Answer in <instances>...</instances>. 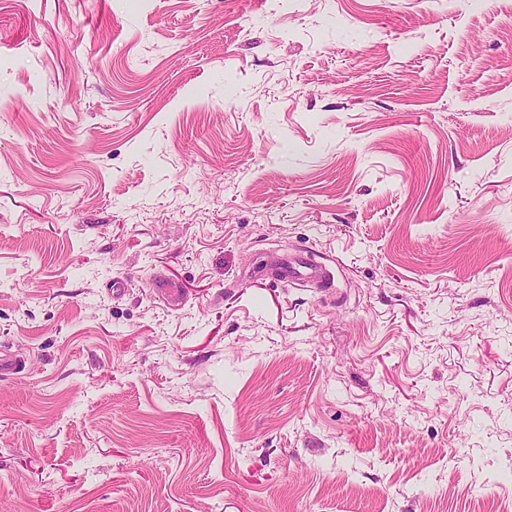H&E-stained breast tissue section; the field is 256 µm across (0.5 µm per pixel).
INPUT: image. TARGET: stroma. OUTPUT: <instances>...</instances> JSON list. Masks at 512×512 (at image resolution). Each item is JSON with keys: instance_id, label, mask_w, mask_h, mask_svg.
<instances>
[{"instance_id": "1", "label": "stroma", "mask_w": 512, "mask_h": 512, "mask_svg": "<svg viewBox=\"0 0 512 512\" xmlns=\"http://www.w3.org/2000/svg\"><path fill=\"white\" fill-rule=\"evenodd\" d=\"M0 352V512H512V0H0ZM273 276L281 281H321V268L303 255H296L288 260L276 261L272 265Z\"/></svg>"}]
</instances>
